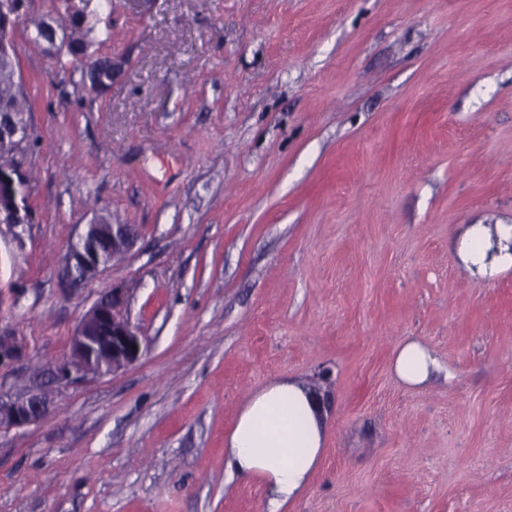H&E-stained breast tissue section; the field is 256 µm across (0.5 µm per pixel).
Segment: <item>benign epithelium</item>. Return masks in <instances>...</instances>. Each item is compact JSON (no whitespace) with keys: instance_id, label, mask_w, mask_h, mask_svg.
Wrapping results in <instances>:
<instances>
[{"instance_id":"7a95c632","label":"benign epithelium","mask_w":512,"mask_h":512,"mask_svg":"<svg viewBox=\"0 0 512 512\" xmlns=\"http://www.w3.org/2000/svg\"><path fill=\"white\" fill-rule=\"evenodd\" d=\"M136 233L129 224L106 226L99 216L86 225L64 258L61 289L72 291L95 280L113 261L133 246ZM127 293L111 288L83 314L71 337L69 353L50 365L48 381L66 386L117 372L135 363L142 354V340L127 311ZM23 356L19 337L0 327V366ZM50 403L37 383L17 397L0 395V430L23 427L46 418Z\"/></svg>"}]
</instances>
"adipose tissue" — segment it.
I'll return each mask as SVG.
<instances>
[{
    "label": "adipose tissue",
    "mask_w": 512,
    "mask_h": 512,
    "mask_svg": "<svg viewBox=\"0 0 512 512\" xmlns=\"http://www.w3.org/2000/svg\"><path fill=\"white\" fill-rule=\"evenodd\" d=\"M392 371L409 386L436 379L443 366L423 343L410 340L397 351ZM324 411L301 382L279 380L257 391L224 438V468L233 477L263 480L268 512L284 506L304 488L323 448Z\"/></svg>",
    "instance_id": "ef3b65f1"
}]
</instances>
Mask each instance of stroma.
Listing matches in <instances>:
<instances>
[{
  "label": "stroma",
  "mask_w": 512,
  "mask_h": 512,
  "mask_svg": "<svg viewBox=\"0 0 512 512\" xmlns=\"http://www.w3.org/2000/svg\"><path fill=\"white\" fill-rule=\"evenodd\" d=\"M37 20L71 33L55 0L14 33L35 221L0 236V325L25 348L0 394L113 287L144 348L0 431V512H266L224 436L288 379L326 419L287 512H512V269L460 253L512 225V0H112L102 91ZM102 208L137 242L62 291ZM408 339L452 381L399 382ZM488 241L489 238L485 236L482 228H472L463 244L466 259L474 264L483 265Z\"/></svg>",
  "instance_id": "obj_1"
}]
</instances>
